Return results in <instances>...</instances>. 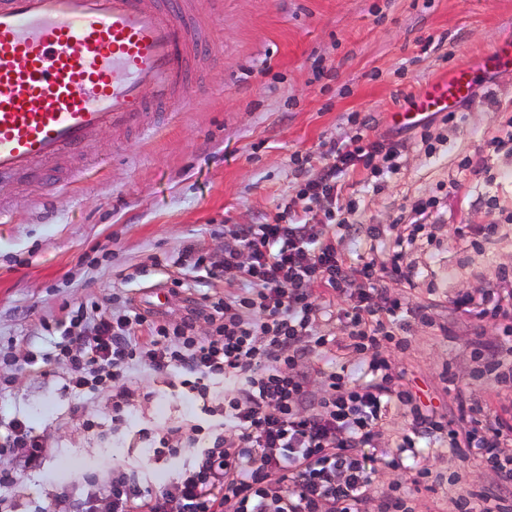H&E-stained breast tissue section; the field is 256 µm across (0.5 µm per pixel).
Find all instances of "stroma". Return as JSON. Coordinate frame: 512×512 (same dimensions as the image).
Wrapping results in <instances>:
<instances>
[{
    "mask_svg": "<svg viewBox=\"0 0 512 512\" xmlns=\"http://www.w3.org/2000/svg\"><path fill=\"white\" fill-rule=\"evenodd\" d=\"M208 34L220 60L204 65L198 92L150 137L106 130L84 169L65 155L42 174L0 177V200L11 213L0 223V349L9 353L0 358V419L26 417L53 448L40 469L20 479L22 512H48L52 491L115 467L158 487L183 460L159 453L151 435L198 424L204 448L211 422L196 393L135 369L141 394L127 425L112 427V395L125 387L119 381L89 400L98 426L84 429L68 418V367L36 376L24 363L27 352L53 349L58 323L88 299L106 313L126 301L146 312L147 290L176 278L182 285L172 287L162 310L176 324L189 298L233 292L225 279L199 277L169 257L191 243L223 252L225 225L273 216L303 178L317 177L324 154L358 133L368 143L398 140L404 148L397 172L375 178L359 166L342 180L343 196L359 202L347 216L357 230L340 244L347 265L385 261L390 242L409 232L401 218L411 201H440V246L403 256L418 268L419 288H389L406 307H427L431 316L427 323L407 318L385 342L390 375L427 391L448 416L457 414L461 388L512 417V382L476 375L471 356L474 340H496L512 325V151L488 145L512 121V72L479 76L453 124L442 125L437 114L426 129L389 118L427 81L512 35V0H224ZM425 130L444 138L434 152L420 143ZM50 179L59 183L51 194ZM464 224L471 230L457 238ZM489 224L495 232L482 234ZM374 228L380 236H371ZM462 295L470 304L455 307ZM314 331L333 339L327 357L346 366L354 383L371 380L361 355L345 348L343 322L322 318ZM410 420L406 406L389 404L362 512H378L400 487L411 492V512H454L455 498L486 483L489 469L477 450L453 451L444 433L419 440L417 457L392 468ZM62 457L73 458L75 469L52 476ZM420 468L429 476L416 488Z\"/></svg>",
    "mask_w": 512,
    "mask_h": 512,
    "instance_id": "35a3bbf8",
    "label": "stroma"
}]
</instances>
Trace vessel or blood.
I'll use <instances>...</instances> for the list:
<instances>
[{"label": "vessel or blood", "mask_w": 512, "mask_h": 512, "mask_svg": "<svg viewBox=\"0 0 512 512\" xmlns=\"http://www.w3.org/2000/svg\"><path fill=\"white\" fill-rule=\"evenodd\" d=\"M197 0H0V175L42 171L113 129L146 138L181 111L205 58ZM512 70V38L429 81L398 111L415 123L469 97L477 74Z\"/></svg>", "instance_id": "b4317fda"}]
</instances>
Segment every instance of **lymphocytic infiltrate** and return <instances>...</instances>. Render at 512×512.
<instances>
[{
    "instance_id": "1",
    "label": "lymphocytic infiltrate",
    "mask_w": 512,
    "mask_h": 512,
    "mask_svg": "<svg viewBox=\"0 0 512 512\" xmlns=\"http://www.w3.org/2000/svg\"><path fill=\"white\" fill-rule=\"evenodd\" d=\"M355 135L337 146L317 178L305 180L273 220L228 224L223 256L187 246L177 265L217 278L229 276L242 292L222 297L202 294L179 324L147 317L125 304L96 316V304H80L60 333L57 353L32 352L27 363L43 374L66 362L71 374L62 389L73 395L71 418L94 428L85 400L111 389L133 367L168 373L182 386L198 389L202 380L238 378L240 385L222 406L224 429L211 446L194 451L163 488L143 487L115 468L105 482L90 480L86 494L62 490L51 512H360L372 482L365 448L374 447L383 413L394 401L409 406L410 432L399 448L415 449V440L447 432L451 447L478 449L489 464L495 485L456 500V512H512L506 491L512 465L498 450L512 436V425L488 418L465 392H458V425L420 405L412 390L395 387L387 373L383 342L400 323L402 304L388 282L418 287L415 267L401 257L416 234L396 236L385 264L347 266L339 252L350 225L339 205L338 183L349 168L369 161L376 145ZM346 293L350 305L333 308L322 289ZM337 318L349 327V348L366 354L374 378L350 385L344 374L323 372L324 391L313 390L308 372L298 370L304 352L325 356L328 337L312 332L318 318ZM210 325L195 332L197 319ZM23 469L40 467L50 454L43 434L21 418L0 422V451Z\"/></svg>"
}]
</instances>
